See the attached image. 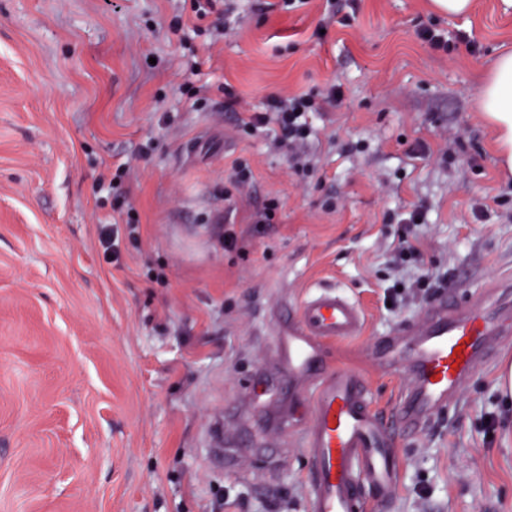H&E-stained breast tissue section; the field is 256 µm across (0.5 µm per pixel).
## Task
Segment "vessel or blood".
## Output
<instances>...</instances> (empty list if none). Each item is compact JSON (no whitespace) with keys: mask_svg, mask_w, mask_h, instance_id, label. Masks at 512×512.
Returning a JSON list of instances; mask_svg holds the SVG:
<instances>
[{"mask_svg":"<svg viewBox=\"0 0 512 512\" xmlns=\"http://www.w3.org/2000/svg\"><path fill=\"white\" fill-rule=\"evenodd\" d=\"M362 325L363 313L353 301L321 289L289 312L273 335L289 377L310 385L311 415L301 431L309 459V512H355L366 485L383 500L392 499L398 483L394 433L423 430L454 400L470 372L491 359L493 337L512 334V300L461 306L443 299L411 343L382 344L379 356L405 359L414 377L387 418L369 406L360 375L327 363L326 347L358 335Z\"/></svg>","mask_w":512,"mask_h":512,"instance_id":"b4317fda","label":"vessel or blood"}]
</instances>
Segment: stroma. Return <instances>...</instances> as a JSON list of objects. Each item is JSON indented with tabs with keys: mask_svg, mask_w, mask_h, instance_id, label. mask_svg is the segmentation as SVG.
Returning a JSON list of instances; mask_svg holds the SVG:
<instances>
[{
	"mask_svg": "<svg viewBox=\"0 0 512 512\" xmlns=\"http://www.w3.org/2000/svg\"><path fill=\"white\" fill-rule=\"evenodd\" d=\"M225 3L234 27L208 48L171 29L180 0H0V512H308L307 387L261 398L275 319L319 287L359 304L363 332L327 361L387 414L412 375L371 353L430 307L383 301L396 217L424 210V264L460 303L512 280V173L479 109L512 8L358 0L327 25V0ZM430 25L450 52L419 38ZM204 48L197 81L243 107L182 96L180 65ZM332 84L340 103L309 116V178L275 129L238 126L242 108ZM445 131L466 143L452 160L417 152ZM236 161L254 180L228 197ZM125 162L120 194L100 176ZM273 198L275 223H253ZM229 224L241 249L224 248ZM507 361L512 341L397 437L394 500L363 487L362 512H512Z\"/></svg>",
	"mask_w": 512,
	"mask_h": 512,
	"instance_id": "35a3bbf8",
	"label": "stroma"
}]
</instances>
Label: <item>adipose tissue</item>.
<instances>
[{
  "label": "adipose tissue",
  "instance_id": "ef3b65f1",
  "mask_svg": "<svg viewBox=\"0 0 512 512\" xmlns=\"http://www.w3.org/2000/svg\"><path fill=\"white\" fill-rule=\"evenodd\" d=\"M480 109L499 126V144L512 162V52L501 54L485 76L479 94Z\"/></svg>",
  "mask_w": 512,
  "mask_h": 512
}]
</instances>
